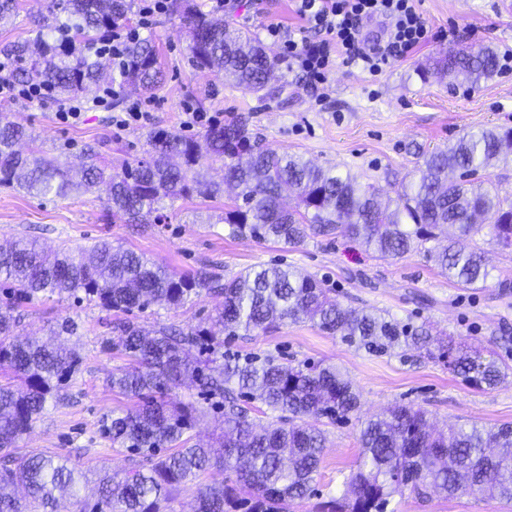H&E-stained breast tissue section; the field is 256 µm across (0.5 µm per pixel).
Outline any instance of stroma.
<instances>
[{"instance_id": "35a3bbf8", "label": "stroma", "mask_w": 512, "mask_h": 512, "mask_svg": "<svg viewBox=\"0 0 512 512\" xmlns=\"http://www.w3.org/2000/svg\"><path fill=\"white\" fill-rule=\"evenodd\" d=\"M49 0H19L16 18L0 25V49L35 37ZM430 38L411 59L372 76L357 68H337L327 83L311 87L305 76L280 65V98L232 85L187 62L186 35L170 13L157 16L144 35L156 48L166 74L164 83L144 94L124 90L122 106H93L98 87L84 99L90 107L74 125L56 118L59 105L0 104V113L32 130L37 148L61 155L78 169L88 147L113 162L143 156L150 134L163 131L201 138L204 127L183 125L185 111L205 112L225 122L246 117L263 144L302 156L316 165L352 171L386 193L417 176L424 154L448 146L484 128L512 127V69H497L479 85L453 83L426 67L439 52L492 45L512 53V0H420ZM224 23L250 31L266 42L267 25L295 26L291 0H239ZM456 29L457 37L444 33ZM146 104L152 119L126 130L112 125L132 101ZM233 191L213 200H180L167 208L164 224H125L112 218L104 193H71L36 198L22 189L0 187V244L19 238L38 240L50 250L61 245L87 248L108 240L167 265L179 273L203 265L225 275L259 264H285L321 279L332 296L354 307L389 312L418 324L429 322L445 340L480 352H494L509 370L496 388L476 391L462 385L444 361L409 352L372 356L310 323L282 326L272 333L225 339L226 350L272 353L288 359L336 366L361 395V407L349 421L327 425V443L319 466L318 499L339 494L359 459L362 421L396 404L421 407L435 425L476 423L486 427L512 422V252L500 250L486 226L460 240L461 248L484 251L492 275L482 287L462 289L439 274L423 252L380 259L348 239H314L300 247L233 237L222 217ZM221 303L200 295L183 307L152 306L139 322L185 327L205 323ZM20 333L46 336L63 319L80 326L76 350L82 364L75 378L50 402L44 416L18 443V454L43 453L67 458L86 471L115 472L128 467L124 452L99 434L102 416L133 408V399L112 389L123 357L103 350L109 336L107 314L100 308L45 298L21 304ZM392 512H512V503L478 494L426 500L396 499Z\"/></svg>"}]
</instances>
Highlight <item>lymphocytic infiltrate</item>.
Listing matches in <instances>:
<instances>
[{
  "mask_svg": "<svg viewBox=\"0 0 512 512\" xmlns=\"http://www.w3.org/2000/svg\"><path fill=\"white\" fill-rule=\"evenodd\" d=\"M301 21L299 27L270 24L266 35L277 42L288 66L309 80L326 83L337 66L359 67L382 73L403 62L424 46L429 29L418 0H292ZM170 0H142L138 19L131 26L113 27L105 46L112 52V65L122 68L130 43L139 41L155 17L168 13ZM377 20L384 29L379 39L367 41L363 29Z\"/></svg>",
  "mask_w": 512,
  "mask_h": 512,
  "instance_id": "1",
  "label": "lymphocytic infiltrate"
}]
</instances>
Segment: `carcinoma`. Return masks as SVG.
<instances>
[{"label":"carcinoma","mask_w":512,"mask_h":512,"mask_svg":"<svg viewBox=\"0 0 512 512\" xmlns=\"http://www.w3.org/2000/svg\"><path fill=\"white\" fill-rule=\"evenodd\" d=\"M171 9L185 28L193 69L222 74L256 93L277 92L269 86L277 60L259 41L226 30L224 19L197 10L191 0H172ZM131 12L132 0H53L36 36L4 50L14 78L46 85L61 101L78 99L106 74L143 92L155 90L163 74L150 43L131 46L118 70L102 47V34L127 23ZM433 66L474 85L494 75L497 52L489 45L446 52ZM27 140V128L0 117V186L38 197L102 187L112 217L125 224H143L151 213L157 223L155 205L162 200L213 199L228 185L236 190L224 210L231 236L291 247L342 236L378 258H397L424 247L440 229L448 245L427 254L462 288L489 276L482 253L455 248V238L471 231L475 216L490 219L492 240L512 251V198L490 179L477 186L470 180L512 151V128L482 129L425 156L417 179L385 206L378 201L380 189L357 175L258 146L242 116L206 130L204 153L197 140L165 132L148 138L146 156L118 166L90 149L77 183L60 157L22 150ZM207 160L224 164L223 182L206 177ZM288 186L297 192L289 208L281 203ZM0 280L17 283L24 301L56 295L114 315L106 344L128 366L112 373L111 385L137 402L122 415H105L102 431L131 464L99 478L95 503L79 512H166L175 490L217 464L224 465V483L198 487L196 512H292L295 503L315 495L325 448L316 421L348 417L359 408L360 393L332 365L271 354L242 357L224 351L226 336L266 334L307 320L370 355L405 348L441 359L474 389L496 387L508 370L497 358L444 344L427 322L415 326L379 310L344 306L322 281L288 267L256 265L231 277L207 267L178 274L109 242L75 255L19 240L0 247ZM203 293L223 298L205 325L148 331L130 317L155 304L177 308ZM18 324L14 303H0V371L19 380L0 383V512H72L70 506L80 504V485L88 482L85 474L66 460L17 457L14 451L75 374L80 357L69 342L79 336V325L58 322L42 340L17 338ZM188 380L224 412V430L213 444H189L200 409L168 400ZM255 410L272 422L257 426ZM360 448L358 467L339 495L316 503L313 512H386L397 496L425 499L433 491L512 501V423L435 433L421 408L397 404L365 422Z\"/></svg>","instance_id":"1"}]
</instances>
